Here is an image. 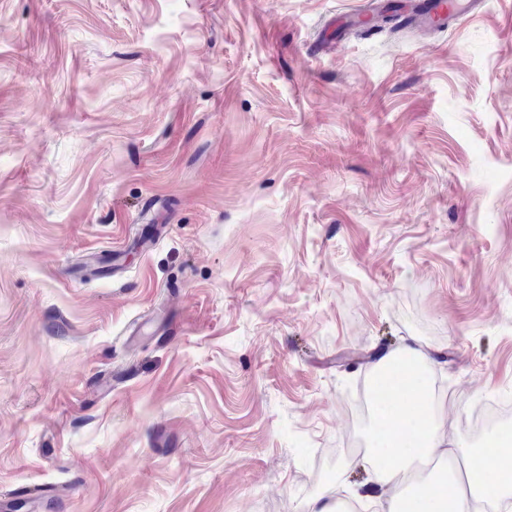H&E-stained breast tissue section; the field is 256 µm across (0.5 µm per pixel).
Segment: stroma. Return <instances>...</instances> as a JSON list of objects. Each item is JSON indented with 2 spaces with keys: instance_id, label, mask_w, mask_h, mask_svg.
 Here are the masks:
<instances>
[{
  "instance_id": "1",
  "label": "stroma",
  "mask_w": 512,
  "mask_h": 512,
  "mask_svg": "<svg viewBox=\"0 0 512 512\" xmlns=\"http://www.w3.org/2000/svg\"><path fill=\"white\" fill-rule=\"evenodd\" d=\"M0 0L11 512H306L413 344L450 439L512 407V0ZM408 5L401 11V22L408 25L444 28L448 25V15L455 17L467 16L477 10L480 0H468L460 3L459 0H409ZM431 358L420 347L405 345L397 351L391 352L379 359L375 370H379L377 377L389 372L394 368H411L418 376H426Z\"/></svg>"
}]
</instances>
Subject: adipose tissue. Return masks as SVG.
<instances>
[{
  "label": "adipose tissue",
  "instance_id": "obj_1",
  "mask_svg": "<svg viewBox=\"0 0 512 512\" xmlns=\"http://www.w3.org/2000/svg\"><path fill=\"white\" fill-rule=\"evenodd\" d=\"M491 448L449 440L437 420L432 396L422 384L411 394L393 395L380 405L368 445L360 457L382 512H483L495 504L512 512V434L496 433ZM465 464L449 492H442L446 469Z\"/></svg>",
  "mask_w": 512,
  "mask_h": 512
}]
</instances>
